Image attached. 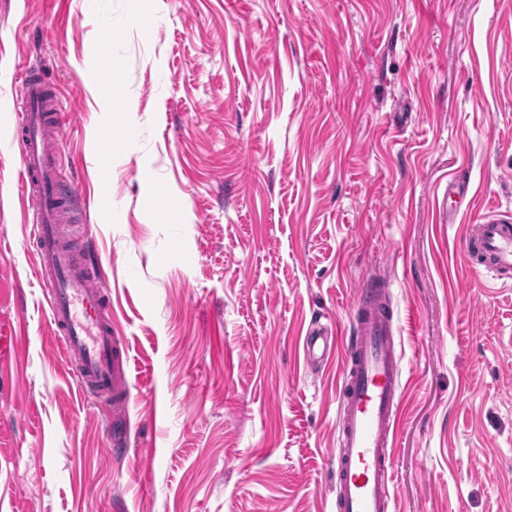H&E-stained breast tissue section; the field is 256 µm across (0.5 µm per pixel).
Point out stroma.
Returning <instances> with one entry per match:
<instances>
[{
	"instance_id": "1",
	"label": "stroma",
	"mask_w": 512,
	"mask_h": 512,
	"mask_svg": "<svg viewBox=\"0 0 512 512\" xmlns=\"http://www.w3.org/2000/svg\"><path fill=\"white\" fill-rule=\"evenodd\" d=\"M132 11L0 0V512H336L342 362L302 344L385 274L396 512H512V288L463 248L512 217V0H142L147 35ZM25 65L90 201L67 235L101 254L122 410L80 394L36 282L7 132Z\"/></svg>"
}]
</instances>
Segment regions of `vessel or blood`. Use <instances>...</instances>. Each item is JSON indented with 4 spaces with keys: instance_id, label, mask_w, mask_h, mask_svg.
I'll list each match as a JSON object with an SVG mask.
<instances>
[{
    "instance_id": "1",
    "label": "vessel or blood",
    "mask_w": 512,
    "mask_h": 512,
    "mask_svg": "<svg viewBox=\"0 0 512 512\" xmlns=\"http://www.w3.org/2000/svg\"><path fill=\"white\" fill-rule=\"evenodd\" d=\"M21 102L10 122L21 159L18 189L32 214L34 267L45 288L50 325L82 394L118 388L124 367L112 332V297L93 261L62 239L67 216L83 214L87 201L62 183L56 134L64 121L43 73L26 70ZM468 269L512 287V220L492 214L465 239ZM387 281L361 290L351 328L306 336L308 365L339 352L342 371L336 412V512H395L393 447L398 425L403 355L393 345L397 325Z\"/></svg>"
}]
</instances>
